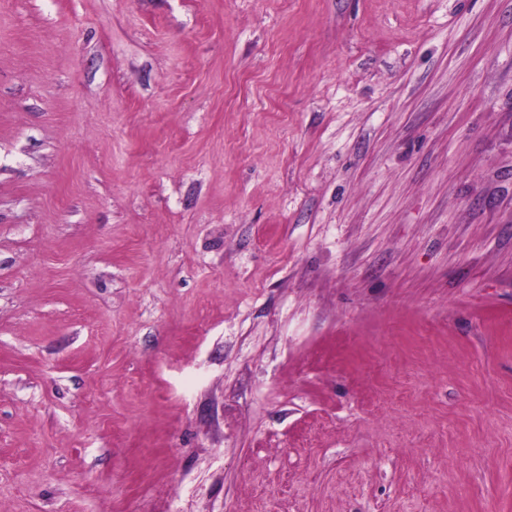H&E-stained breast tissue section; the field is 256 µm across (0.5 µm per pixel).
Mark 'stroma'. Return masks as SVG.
Instances as JSON below:
<instances>
[{
  "label": "stroma",
  "mask_w": 512,
  "mask_h": 512,
  "mask_svg": "<svg viewBox=\"0 0 512 512\" xmlns=\"http://www.w3.org/2000/svg\"><path fill=\"white\" fill-rule=\"evenodd\" d=\"M0 512H512V0H0Z\"/></svg>",
  "instance_id": "obj_1"
}]
</instances>
